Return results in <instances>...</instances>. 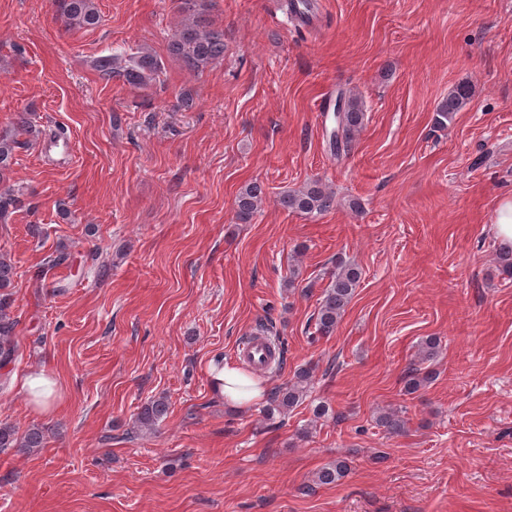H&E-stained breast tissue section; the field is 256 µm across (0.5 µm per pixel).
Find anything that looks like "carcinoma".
I'll return each instance as SVG.
<instances>
[{"instance_id": "1", "label": "carcinoma", "mask_w": 512, "mask_h": 512, "mask_svg": "<svg viewBox=\"0 0 512 512\" xmlns=\"http://www.w3.org/2000/svg\"><path fill=\"white\" fill-rule=\"evenodd\" d=\"M56 19L67 31L94 27L99 22L97 0H55ZM183 18L175 30L169 45V52L179 59L190 71L200 74L210 69L216 62L224 59V30L216 27L199 6V0H180ZM90 67L103 78L118 79L129 85L145 87L156 80L161 73L158 57L147 49L136 52L129 58L110 54L95 57ZM472 87L467 83L457 85L437 109V122L444 124L453 114L464 109L472 99ZM340 112L335 115V126L329 133V145L334 156L348 153L364 127L366 112L361 97L355 93H340L338 98ZM18 145L16 133L6 130L0 134V179L11 168L13 151ZM264 199V190L258 183L245 185L237 196V217L241 221L249 220L260 209ZM280 204L289 210L300 212L309 217L322 215L336 206L335 192L318 183L312 182L304 187L286 192L280 197ZM361 279L358 264L340 260L330 272L329 283L322 292L317 313L314 314L316 333L330 336L349 305ZM9 294L0 295V365L11 363L18 355L14 340L18 321L11 315ZM439 342L428 337L418 346L417 359L414 360L406 377V392L412 394L432 382L433 373L424 364L438 355ZM314 377V367L298 369L293 378L273 387L267 393L265 413L268 418L286 416L293 408L303 403L308 396ZM169 405L167 400L157 398L141 406L137 413L134 429L147 431L153 429L166 417ZM377 424L389 433H400L405 428L401 411L387 409L377 417ZM47 428L33 426L21 433L11 423L0 422V450L15 448L27 453L43 446ZM348 471L345 461L336 460L323 467L317 481L321 485H330L341 480Z\"/></svg>"}]
</instances>
